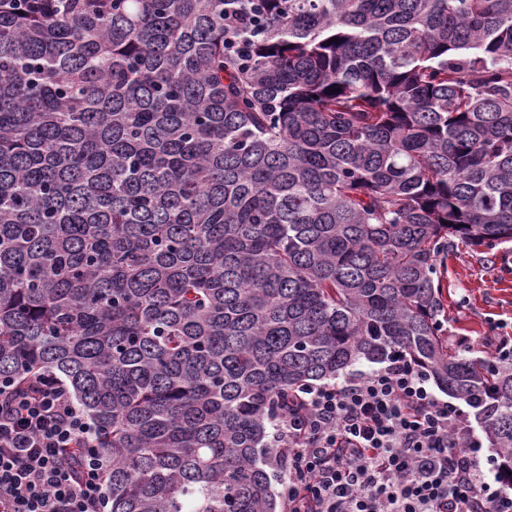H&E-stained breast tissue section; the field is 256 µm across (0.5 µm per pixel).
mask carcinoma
<instances>
[{"label": "carcinoma", "mask_w": 512, "mask_h": 512, "mask_svg": "<svg viewBox=\"0 0 512 512\" xmlns=\"http://www.w3.org/2000/svg\"><path fill=\"white\" fill-rule=\"evenodd\" d=\"M456 239L512 240V0L0 5V378L69 381L110 512H276L288 398L395 349L512 472Z\"/></svg>", "instance_id": "cac0c4a2"}]
</instances>
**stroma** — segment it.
Here are the masks:
<instances>
[{
	"instance_id": "stroma-1",
	"label": "stroma",
	"mask_w": 512,
	"mask_h": 512,
	"mask_svg": "<svg viewBox=\"0 0 512 512\" xmlns=\"http://www.w3.org/2000/svg\"><path fill=\"white\" fill-rule=\"evenodd\" d=\"M445 339L465 356H486L512 337V242L459 241L440 264Z\"/></svg>"
}]
</instances>
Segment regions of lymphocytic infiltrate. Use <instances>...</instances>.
<instances>
[{
	"label": "lymphocytic infiltrate",
	"instance_id": "obj_1",
	"mask_svg": "<svg viewBox=\"0 0 512 512\" xmlns=\"http://www.w3.org/2000/svg\"><path fill=\"white\" fill-rule=\"evenodd\" d=\"M485 407L440 398L398 351L298 389L270 439L281 512H512V483L473 425ZM107 466L65 380H0V512H105Z\"/></svg>",
	"mask_w": 512,
	"mask_h": 512
}]
</instances>
